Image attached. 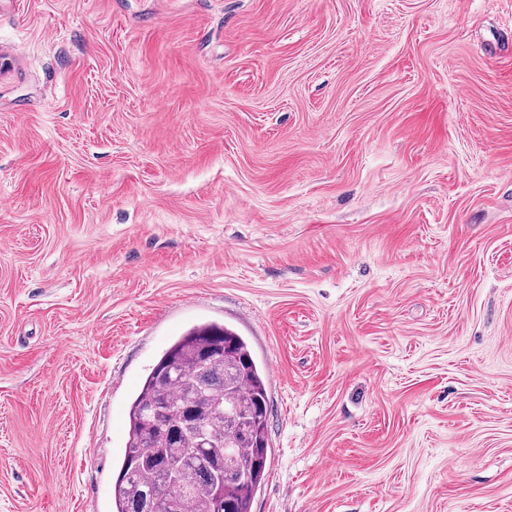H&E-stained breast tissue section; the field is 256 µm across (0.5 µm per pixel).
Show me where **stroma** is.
Segmentation results:
<instances>
[{"mask_svg":"<svg viewBox=\"0 0 512 512\" xmlns=\"http://www.w3.org/2000/svg\"><path fill=\"white\" fill-rule=\"evenodd\" d=\"M201 321L251 512H512V0H0V512H111Z\"/></svg>","mask_w":512,"mask_h":512,"instance_id":"1","label":"stroma"}]
</instances>
